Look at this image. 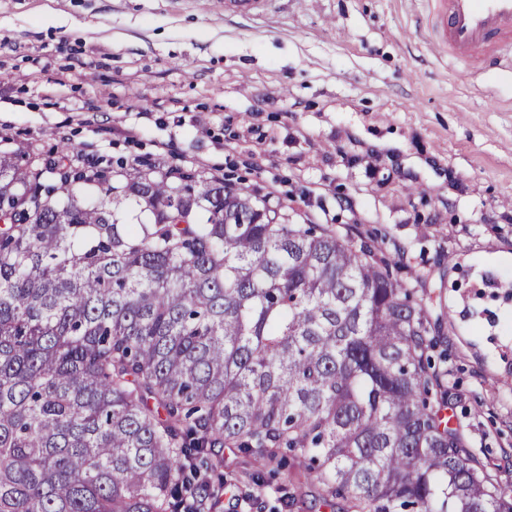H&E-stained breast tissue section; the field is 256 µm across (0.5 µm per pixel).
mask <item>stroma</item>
I'll return each mask as SVG.
<instances>
[{"label":"stroma","mask_w":512,"mask_h":512,"mask_svg":"<svg viewBox=\"0 0 512 512\" xmlns=\"http://www.w3.org/2000/svg\"><path fill=\"white\" fill-rule=\"evenodd\" d=\"M424 0H0V151L229 177L400 258L440 323L433 360L474 458L512 478V68L451 64ZM498 257L486 272L488 257ZM219 512H347L287 472ZM268 0H224L225 15L249 17L263 12Z\"/></svg>","instance_id":"1"}]
</instances>
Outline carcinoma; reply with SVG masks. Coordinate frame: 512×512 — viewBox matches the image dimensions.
I'll return each instance as SVG.
<instances>
[{
	"label": "carcinoma",
	"mask_w": 512,
	"mask_h": 512,
	"mask_svg": "<svg viewBox=\"0 0 512 512\" xmlns=\"http://www.w3.org/2000/svg\"><path fill=\"white\" fill-rule=\"evenodd\" d=\"M78 159L0 154V512H215L220 448L350 512H512L442 419L396 257L221 178Z\"/></svg>",
	"instance_id": "carcinoma-1"
}]
</instances>
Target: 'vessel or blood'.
<instances>
[{
    "mask_svg": "<svg viewBox=\"0 0 512 512\" xmlns=\"http://www.w3.org/2000/svg\"><path fill=\"white\" fill-rule=\"evenodd\" d=\"M429 25L449 59L512 65V0H428ZM267 0H224L228 15L249 17L265 10Z\"/></svg>",
    "mask_w": 512,
    "mask_h": 512,
    "instance_id": "obj_1",
    "label": "vessel or blood"
}]
</instances>
